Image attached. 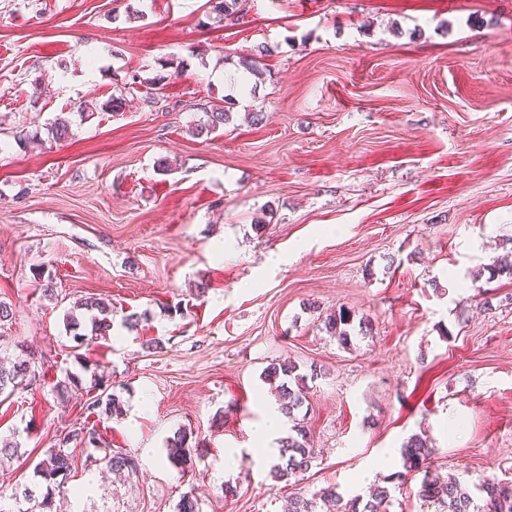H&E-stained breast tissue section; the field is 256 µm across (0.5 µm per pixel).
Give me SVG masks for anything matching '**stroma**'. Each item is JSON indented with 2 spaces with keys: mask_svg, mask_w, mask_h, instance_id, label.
<instances>
[{
  "mask_svg": "<svg viewBox=\"0 0 512 512\" xmlns=\"http://www.w3.org/2000/svg\"><path fill=\"white\" fill-rule=\"evenodd\" d=\"M211 13L210 0H0V301L13 311L0 355L34 353L45 375L0 399V436L19 445L0 462V512H18L10 490L61 433L92 425L138 471L115 477L71 445L59 512L364 496L403 472L415 433L440 476L512 480V277L483 273L512 253V0ZM252 59L258 74H240ZM159 75L160 109L145 101ZM119 94L124 108L105 110ZM228 98L224 128L193 135ZM59 117L62 142L45 135ZM88 296L111 303L112 328L73 354L66 315ZM342 306L369 323L347 348L322 322ZM152 338L162 349L144 350ZM273 362L306 377L316 451L286 483L255 433L278 407ZM105 389L120 415H88ZM179 430L183 470L167 459Z\"/></svg>",
  "mask_w": 512,
  "mask_h": 512,
  "instance_id": "obj_1",
  "label": "stroma"
}]
</instances>
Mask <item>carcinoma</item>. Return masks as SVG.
Masks as SVG:
<instances>
[{
  "label": "carcinoma",
  "instance_id": "carcinoma-1",
  "mask_svg": "<svg viewBox=\"0 0 512 512\" xmlns=\"http://www.w3.org/2000/svg\"><path fill=\"white\" fill-rule=\"evenodd\" d=\"M246 0H215L213 10L219 15H233L241 11ZM230 107L219 105L206 113V122L195 127V134L202 136L220 129L229 120ZM78 307L92 313L90 333L79 332L80 323L75 317L67 316V327L73 332V349L89 345L100 336L106 335L112 328L111 305L104 300L87 297ZM327 332L336 336L340 344L348 346L355 330L354 314L344 307L326 315L323 320ZM264 378L277 382L276 390L279 396V410L291 423L288 436L282 440L278 462L273 465L274 477L288 481L292 476L304 472L311 467L315 448L310 441L307 428L297 421L295 411L305 402V393L300 381L304 376L297 373V366L288 363H272L266 369ZM37 381L36 369L27 359H19L10 366L0 365V396H11L22 383L29 385ZM99 410L106 417L117 415L121 411V402L116 394L110 393L105 397H97L88 403L86 410ZM79 441L85 447H99V436L93 428L72 429L59 440L58 446L49 450L34 467V475L39 482L46 483V492L37 501L40 512H54V494L68 492L67 481L73 457L65 450L71 443ZM435 449L429 446L426 438L419 434L411 435L401 451L402 467L407 472L424 471V476L418 490V497L424 502L435 506V512H512V481L484 479L474 484V488L461 482L455 477L446 479L430 477L429 465ZM168 461L176 468H186L191 461V450L188 436L185 433L177 435L168 444ZM101 461L105 466L116 472L134 475L137 472V462L134 457L120 451L106 453ZM480 493L479 499H474L471 490ZM390 487L378 485L368 498L356 495L348 500L336 492L327 489L315 492L309 496H296L291 502V512H380L382 504L389 501Z\"/></svg>",
  "mask_w": 512,
  "mask_h": 512
}]
</instances>
